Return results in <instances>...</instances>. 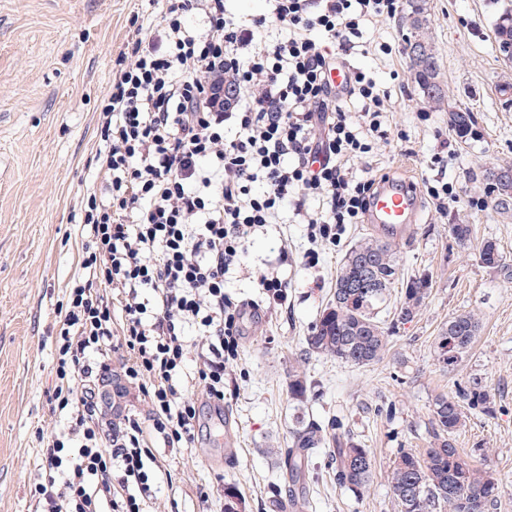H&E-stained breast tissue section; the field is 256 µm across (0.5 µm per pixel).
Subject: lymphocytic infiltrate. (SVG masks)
<instances>
[{"label": "lymphocytic infiltrate", "instance_id": "lymphocytic-infiltrate-1", "mask_svg": "<svg viewBox=\"0 0 512 512\" xmlns=\"http://www.w3.org/2000/svg\"><path fill=\"white\" fill-rule=\"evenodd\" d=\"M153 2L156 19L128 20L133 35L97 121L103 181L80 216L91 243L54 327L50 400L71 427L37 435L33 512H148L156 442L184 448L201 430L181 381L185 327L207 338L194 385L223 405L240 319L225 275L283 209L314 240L361 223L376 178L351 163L393 134L390 92L351 59L395 55L364 28L396 17L400 0H266L250 19L227 0ZM192 13L201 28L187 24ZM340 62L338 89L330 72ZM120 350L151 426L98 408L97 384Z\"/></svg>", "mask_w": 512, "mask_h": 512}]
</instances>
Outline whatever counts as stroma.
I'll return each mask as SVG.
<instances>
[{
  "mask_svg": "<svg viewBox=\"0 0 512 512\" xmlns=\"http://www.w3.org/2000/svg\"><path fill=\"white\" fill-rule=\"evenodd\" d=\"M427 7L437 81L446 102L473 107L472 132L453 130L444 111L430 110L425 122L414 118L425 103L408 55L390 63L358 56L355 65L375 71L390 90L396 110L389 121L404 136L352 165L360 174L379 167L419 184L431 157L451 144L446 177L460 202L442 217L422 198L412 232L391 239L401 278L431 282L423 307L412 320H399L402 294L392 289L379 309L391 336L381 362L358 366L307 353L305 338L346 253L373 230L346 225L334 244L311 240L304 224L257 233L226 276L224 293L236 305H260L263 314L241 325L238 357L224 371L223 415L203 408L198 440L160 448L166 472L151 512H223L229 487L240 512H283L293 500L299 512H397L386 475L398 452L426 448L434 399L474 379L489 391L492 410H466L456 445L495 479L490 512H512V280L479 257L481 242L491 239L512 264V219L467 203L487 194L476 174L512 165V105L501 95L512 83V62L495 50L496 0H427ZM152 10L150 0H0V512H31L35 433L70 427L49 401L51 331L90 243L79 212L87 188L102 179L98 113L132 37L129 17ZM453 224L471 226L467 244L452 236ZM311 251L319 255L313 266L305 262ZM271 269L287 284V307L269 303L258 286ZM464 312L478 318L479 337L448 369L437 360L435 341L448 319ZM297 368L307 382L300 401L288 390ZM302 417L340 419L370 451L374 472L361 493L336 484L325 448L303 482L289 481L277 451Z\"/></svg>",
  "mask_w": 512,
  "mask_h": 512,
  "instance_id": "obj_1",
  "label": "stroma"
}]
</instances>
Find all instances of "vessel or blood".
Masks as SVG:
<instances>
[{"instance_id": "obj_1", "label": "vessel or blood", "mask_w": 512, "mask_h": 512, "mask_svg": "<svg viewBox=\"0 0 512 512\" xmlns=\"http://www.w3.org/2000/svg\"><path fill=\"white\" fill-rule=\"evenodd\" d=\"M420 200L415 183L407 178H379L367 215V222L376 229L403 233L417 223Z\"/></svg>"}]
</instances>
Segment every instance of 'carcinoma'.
<instances>
[{"instance_id":"cac0c4a2","label":"carcinoma","mask_w":512,"mask_h":512,"mask_svg":"<svg viewBox=\"0 0 512 512\" xmlns=\"http://www.w3.org/2000/svg\"><path fill=\"white\" fill-rule=\"evenodd\" d=\"M429 14L425 0H409L408 10L399 17L406 30V50L414 78L429 105H441L444 95L437 84L438 59L428 33ZM496 51L512 46V5H506L493 26ZM448 123L458 133H467L473 124L470 109L448 111ZM504 173L506 181L489 188L499 213L512 216V167L484 170L485 179ZM479 256L484 265L512 279V265L503 258L493 240H485ZM365 280L367 288L349 284ZM399 280V267L392 245L365 237L352 246L336 275L332 295L306 336L311 353L335 358L353 365L380 361L388 351L389 328L377 318V309L386 302L390 289ZM426 278L407 283L399 317L407 320L419 312L428 295ZM477 318L469 313L448 320L438 336V362L451 366L472 349L479 334ZM491 409L488 390L478 380L463 387L456 396L440 395L432 409L433 436L428 448L417 453L401 449L387 475L399 512H463V497L474 501L473 512H488L497 497V484L486 471L468 462L456 448L454 435L464 422L463 408ZM330 456L336 484L353 492L364 488L372 478L371 453L356 442L336 419L323 426L314 420H300L290 432L288 447L278 449L279 463L291 481L305 477L306 461L324 446Z\"/></svg>"}]
</instances>
